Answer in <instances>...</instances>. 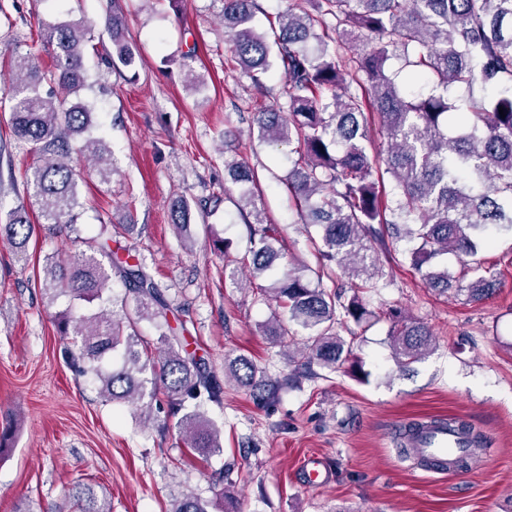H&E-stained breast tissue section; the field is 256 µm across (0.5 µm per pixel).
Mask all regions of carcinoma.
Returning <instances> with one entry per match:
<instances>
[{
    "label": "carcinoma",
    "instance_id": "cac0c4a2",
    "mask_svg": "<svg viewBox=\"0 0 512 512\" xmlns=\"http://www.w3.org/2000/svg\"><path fill=\"white\" fill-rule=\"evenodd\" d=\"M222 2L234 59L256 90L267 91L263 78L272 62L283 70L287 107L264 108L254 113L253 124L262 139L296 144L297 158L285 183L299 202L303 223L321 229V268L334 264L351 287L377 288L383 276L378 249L389 241L403 245V256L424 271L431 287L464 292L470 302L489 298L495 272L478 255L492 234L512 235V0H293L278 16L279 33L272 42L252 25L256 0ZM317 27L322 34L315 33ZM108 28L112 61L134 68L138 51L126 37L124 15L112 12ZM88 32L81 21L53 26L47 70L30 55H10L14 78L7 90L12 131L37 155L25 177L28 198L39 204L44 223L73 233L80 203L71 155H88L107 181L112 174L105 163L108 148L98 138L73 146L72 136L89 125V105L44 96L40 87L56 84L69 94L86 86ZM391 59L411 68L410 78L424 81L428 93L404 91L396 76L386 73ZM462 85L495 94L458 98L452 90ZM374 121L387 142L376 154L367 148ZM225 168L235 183L255 181L254 171L237 161L225 162ZM249 216L251 273L259 278L269 275L279 257L272 246L278 230L255 205ZM170 223L187 234V199L173 203ZM39 228L22 206L0 224V239L17 262L26 264ZM448 254L459 259L462 275L433 269V261ZM114 275L134 303L132 310L118 315L104 307L90 317L65 314L56 320L60 335L79 338L72 366L95 379L104 401L138 403L143 415L164 395L186 447L199 453L221 448L222 428L203 407L223 404L224 386L189 352L185 325H171L168 315L183 306L165 297L137 255L120 256L109 240H97L90 251L67 260L46 256L39 284L52 300L67 296L107 304L103 294ZM264 294L286 309L289 320L312 332L307 359L322 367H334L349 354L336 328L372 317L359 294L325 287L320 274L314 285L293 268ZM388 319L393 357L405 368L428 351L433 335L397 309ZM142 320L158 332V347L150 353L136 349L143 344L137 328ZM266 332L284 352L294 345V334L277 319ZM258 373L244 355L224 360V375L240 386L261 389ZM188 402L191 411L185 410ZM72 498L78 512H110L88 484L77 487ZM169 512L209 510L207 501L190 494Z\"/></svg>",
    "mask_w": 512,
    "mask_h": 512
}]
</instances>
